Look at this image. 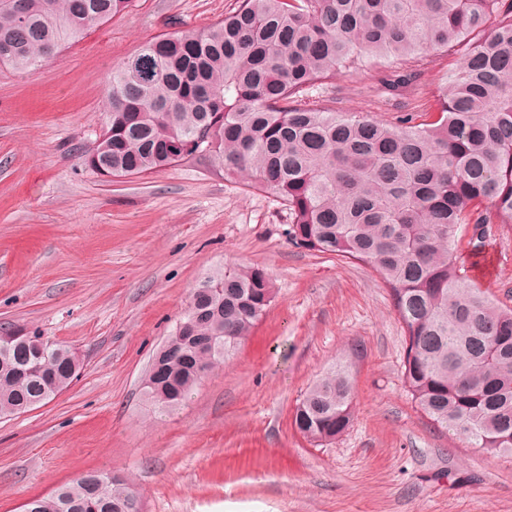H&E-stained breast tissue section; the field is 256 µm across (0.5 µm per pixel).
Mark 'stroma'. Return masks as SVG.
Returning <instances> with one entry per match:
<instances>
[{"label":"stroma","instance_id":"obj_1","mask_svg":"<svg viewBox=\"0 0 512 512\" xmlns=\"http://www.w3.org/2000/svg\"><path fill=\"white\" fill-rule=\"evenodd\" d=\"M237 0H133L36 71L0 67V328L74 348L79 377L43 406L0 418V512L83 472L129 478L144 512H512V454L434 425L403 386L405 331L366 264L288 240V209L197 157L134 179L82 161L105 82L147 39L200 30ZM462 53L430 55L397 95L383 65L315 85L310 101L396 121L433 104ZM455 241L482 289L512 308V225L480 255ZM264 269L275 298L188 404L158 416L144 381L193 288L226 266ZM358 350L354 416L319 445L297 401Z\"/></svg>","mask_w":512,"mask_h":512}]
</instances>
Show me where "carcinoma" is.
I'll return each mask as SVG.
<instances>
[{"mask_svg":"<svg viewBox=\"0 0 512 512\" xmlns=\"http://www.w3.org/2000/svg\"><path fill=\"white\" fill-rule=\"evenodd\" d=\"M0 0V65L35 70L59 48L122 14L132 0ZM466 43L439 117L393 126L302 100L318 82L373 58L395 90L416 79L417 55ZM108 111L84 164L131 179L203 156L288 207L297 247L365 262L390 289L406 334L407 394L438 426L487 452H512V308L496 304L458 261L491 224H512V0H240L210 26L159 34L112 71ZM146 378L156 411L171 413L248 336L274 299L259 267L205 277ZM80 358L36 331L0 349V417L71 386ZM351 365L326 371L293 424L331 442L353 417ZM125 480L88 470L32 498L23 512H140Z\"/></svg>","mask_w":512,"mask_h":512,"instance_id":"carcinoma-1","label":"carcinoma"}]
</instances>
